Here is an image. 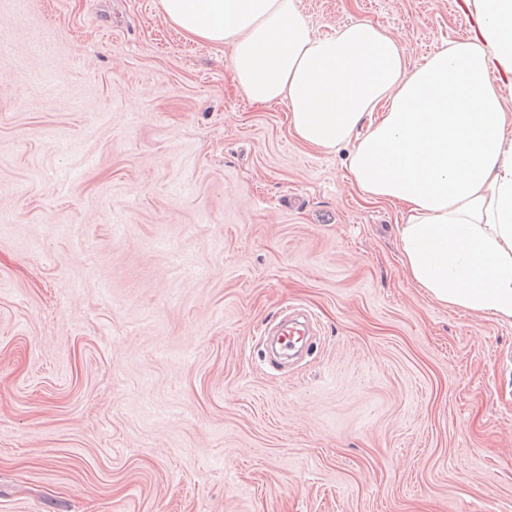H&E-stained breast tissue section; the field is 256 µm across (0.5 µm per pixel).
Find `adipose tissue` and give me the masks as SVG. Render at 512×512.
<instances>
[{"label":"adipose tissue","instance_id":"1","mask_svg":"<svg viewBox=\"0 0 512 512\" xmlns=\"http://www.w3.org/2000/svg\"><path fill=\"white\" fill-rule=\"evenodd\" d=\"M193 39L231 49L252 103H285L302 144L349 147L361 195L402 206L404 267L447 306L512 321V0H465L471 36L411 65L368 21L317 36L298 0H159Z\"/></svg>","mask_w":512,"mask_h":512}]
</instances>
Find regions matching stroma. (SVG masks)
I'll list each match as a JSON object with an SVG mask.
<instances>
[{
	"label": "stroma",
	"mask_w": 512,
	"mask_h": 512,
	"mask_svg": "<svg viewBox=\"0 0 512 512\" xmlns=\"http://www.w3.org/2000/svg\"><path fill=\"white\" fill-rule=\"evenodd\" d=\"M468 37L464 0H299ZM158 0H0V512H512V323ZM48 73L62 85H38ZM315 344L273 368L284 309Z\"/></svg>",
	"instance_id": "obj_1"
}]
</instances>
